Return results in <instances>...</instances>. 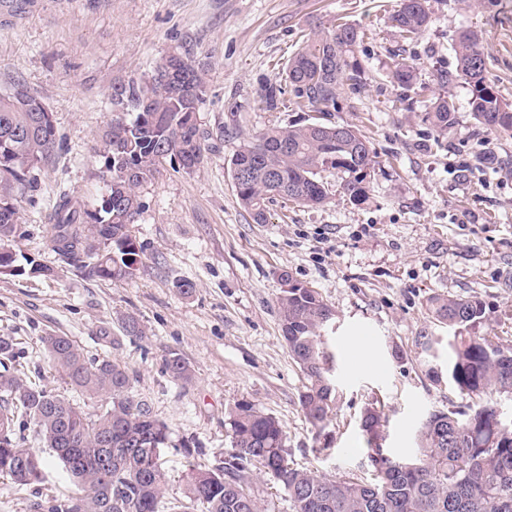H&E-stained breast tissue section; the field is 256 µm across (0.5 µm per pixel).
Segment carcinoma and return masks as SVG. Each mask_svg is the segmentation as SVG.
Returning a JSON list of instances; mask_svg holds the SVG:
<instances>
[{
	"label": "carcinoma",
	"mask_w": 512,
	"mask_h": 512,
	"mask_svg": "<svg viewBox=\"0 0 512 512\" xmlns=\"http://www.w3.org/2000/svg\"><path fill=\"white\" fill-rule=\"evenodd\" d=\"M433 17L432 0H398L390 22L405 41L413 42ZM364 36L348 22L311 23L308 36L283 65L288 89L264 87L260 100L266 111L286 112L295 105L318 116L305 124L269 125L232 155L234 191L255 223L268 222L267 202L276 195L310 207L324 204L329 198L327 172L336 175L338 191L350 200L367 197L377 152L357 128L327 119L344 89L357 92L366 86L358 60ZM455 53L473 118L486 130L512 134V103L487 77L480 34L459 30ZM387 75L408 92L416 84L418 68L395 54ZM207 93L206 62L188 60L178 51L170 52L152 74L112 86V117L97 151L102 166L112 169L109 198H100L90 210L62 189L45 216L49 246L62 260L102 279L133 276L129 269L141 264L144 254L131 231L145 209L140 188L166 161L187 173L199 166L211 139L199 117ZM424 108V120L433 130L448 134L456 112L448 92ZM58 145L44 99L26 82H13L0 94V242L7 239L15 246L27 236L19 221L18 197L38 187L42 166ZM101 237L112 239V254L103 260L88 251V241ZM426 309L453 336L445 341L426 330L416 336L415 345L431 357L425 375L436 385L447 382L473 404L463 415L455 410L429 412L417 431V454L410 460L380 456L378 440L386 417L376 407L366 408L361 427L369 445V479L328 477L292 467L279 420L242 400L227 419L235 452L213 468L189 465L183 499L166 503L160 463L144 473L131 472L111 458L102 441L132 448L136 440L151 438L167 448L172 445L167 424L134 395L125 366L108 358L90 359L59 334L41 337L58 378L84 397H105L109 403L90 414L33 383L21 369L13 340L0 336V415L7 420L0 438V477L21 486L41 480L39 473L4 469L7 452L32 453L21 445L32 421L56 457L68 458L65 471L75 487L67 497L52 495L35 503L39 512H263L252 491V471L284 488L292 512H512V427H498L494 400L496 395L512 398V347L473 332L490 317V309L478 298L434 294ZM277 310L282 338L305 379L302 411L312 424L321 425L337 395L335 356L322 335L334 319L333 310L318 291L302 283L281 289ZM121 329L132 339L144 335L139 319L130 314L121 318ZM162 369L176 381L192 380V370L176 353L164 358Z\"/></svg>",
	"instance_id": "carcinoma-1"
}]
</instances>
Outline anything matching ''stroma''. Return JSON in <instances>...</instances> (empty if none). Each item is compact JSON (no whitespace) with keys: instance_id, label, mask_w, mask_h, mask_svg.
Listing matches in <instances>:
<instances>
[{"instance_id":"obj_1","label":"stroma","mask_w":512,"mask_h":512,"mask_svg":"<svg viewBox=\"0 0 512 512\" xmlns=\"http://www.w3.org/2000/svg\"><path fill=\"white\" fill-rule=\"evenodd\" d=\"M397 0H31L29 11L0 9V93L25 80L49 105L60 147L38 188L20 198L27 236L21 252L53 266L51 279L0 275V336L23 351L27 376L95 414L106 399H88L58 379L40 341L64 335L85 356L125 365L135 395L147 400L174 442L161 455L168 498L180 497L189 464L211 468L232 451L228 411L247 400L275 416L294 468L328 476L371 474L364 409L377 405L387 426L382 445L415 456L419 421L429 411L466 410L471 400L425 375L415 345L421 330L448 333L428 317L429 296L479 297L491 310L479 334L512 346V136L481 128L469 91L456 79L459 29L483 36L487 75L512 101V0L468 9L437 0L434 21L406 43L389 17ZM359 25L358 57L367 85L343 92L331 121L370 138L379 156L365 200L332 193L305 207L277 198L268 221L254 223L232 188L230 159L241 142L272 123L310 118L309 109L268 112L260 91L284 83L278 65L301 43L313 18ZM207 59L208 93L200 121L212 150L187 173L163 163L140 189L145 210L132 228L144 246L133 278L107 280L58 261L44 215L58 188L96 203L104 184L94 149L111 117L115 83L152 70L172 47ZM397 53L418 67L410 95H452L457 112L447 136L402 110L400 88L384 65ZM449 74L440 86L438 73ZM494 163H486V156ZM316 289L335 317L324 333L336 359L338 398L322 426L299 402L304 376L281 337V273ZM193 286L183 295L178 283ZM136 316L143 338L124 337L119 319ZM178 353L193 379L162 371ZM189 441L190 451L179 444ZM24 445L46 464L39 483L0 477V512H34L43 494L72 485L35 429Z\"/></svg>"}]
</instances>
